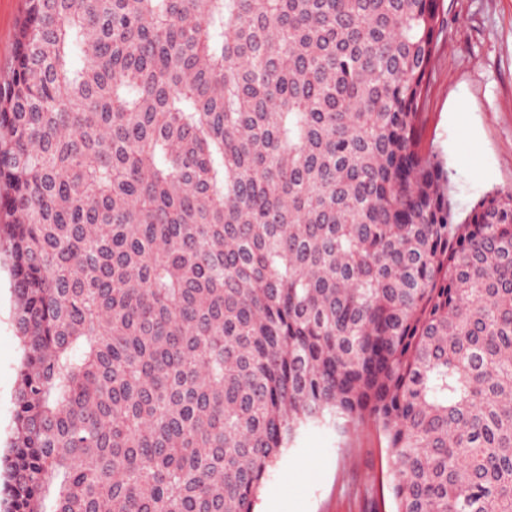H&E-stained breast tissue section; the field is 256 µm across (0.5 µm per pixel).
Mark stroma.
<instances>
[{
  "label": "stroma",
  "mask_w": 512,
  "mask_h": 512,
  "mask_svg": "<svg viewBox=\"0 0 512 512\" xmlns=\"http://www.w3.org/2000/svg\"><path fill=\"white\" fill-rule=\"evenodd\" d=\"M445 32L421 114V147L443 159L459 210L512 191V0H446ZM25 0H0V83L12 72ZM0 248V456L13 435L22 341ZM388 452L372 424L302 427L270 470L257 512H370Z\"/></svg>",
  "instance_id": "obj_1"
}]
</instances>
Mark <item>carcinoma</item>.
I'll return each instance as SVG.
<instances>
[{
  "instance_id": "carcinoma-1",
  "label": "carcinoma",
  "mask_w": 512,
  "mask_h": 512,
  "mask_svg": "<svg viewBox=\"0 0 512 512\" xmlns=\"http://www.w3.org/2000/svg\"><path fill=\"white\" fill-rule=\"evenodd\" d=\"M444 0H26L0 87L7 512H255L373 422L391 512H512V192L420 147ZM16 295L5 246H0V456L13 436V410L22 341L15 324Z\"/></svg>"
}]
</instances>
